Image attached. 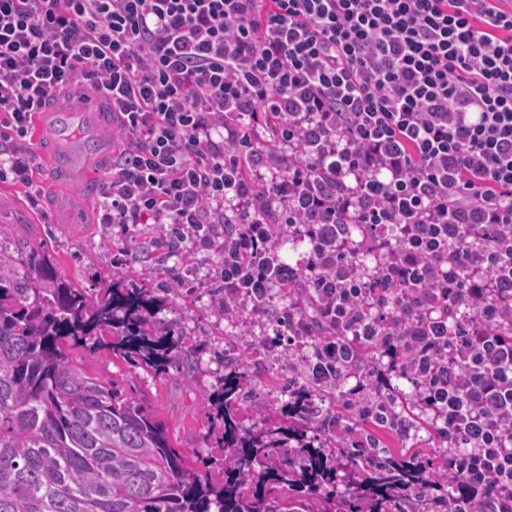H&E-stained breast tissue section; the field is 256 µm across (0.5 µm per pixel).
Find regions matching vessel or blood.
<instances>
[{
  "instance_id": "obj_1",
  "label": "vessel or blood",
  "mask_w": 512,
  "mask_h": 512,
  "mask_svg": "<svg viewBox=\"0 0 512 512\" xmlns=\"http://www.w3.org/2000/svg\"><path fill=\"white\" fill-rule=\"evenodd\" d=\"M109 117L108 107L97 97L53 98L37 112V151L53 182L64 187L77 179L86 193L98 194L102 173L97 162L104 150L100 132Z\"/></svg>"
}]
</instances>
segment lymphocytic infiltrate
<instances>
[{
	"label": "lymphocytic infiltrate",
	"instance_id": "f902f5d3",
	"mask_svg": "<svg viewBox=\"0 0 512 512\" xmlns=\"http://www.w3.org/2000/svg\"><path fill=\"white\" fill-rule=\"evenodd\" d=\"M112 100L101 223L172 224L224 257V313L317 337L319 386L419 383L451 446L456 512H512V11L497 0H0V179L31 183L36 110ZM274 132L273 144L262 139ZM352 224L386 251L358 274ZM485 247L448 243L462 234ZM296 235V263L279 250ZM308 300L278 308L301 283ZM475 311L448 332V304Z\"/></svg>",
	"mask_w": 512,
	"mask_h": 512
}]
</instances>
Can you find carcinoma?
Instances as JSON below:
<instances>
[{
	"label": "carcinoma",
	"mask_w": 512,
	"mask_h": 512,
	"mask_svg": "<svg viewBox=\"0 0 512 512\" xmlns=\"http://www.w3.org/2000/svg\"><path fill=\"white\" fill-rule=\"evenodd\" d=\"M384 255L373 244L359 264L373 271ZM23 264L21 279L0 251V512H454V493L415 444L422 430L435 445L440 435L395 385L376 402L338 395L336 407L319 408L321 393L292 378L281 418L246 430L249 378L235 371L201 395L222 454L196 472L148 406L84 375L69 355L106 352L192 377L174 322L157 317L160 299L123 280L76 288L40 248ZM500 305L511 344L512 300ZM471 318L463 297L448 306L450 332ZM317 426L333 439L304 441Z\"/></svg>",
	"instance_id": "1"
}]
</instances>
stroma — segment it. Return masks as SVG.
Returning a JSON list of instances; mask_svg holds the SVG:
<instances>
[{"mask_svg":"<svg viewBox=\"0 0 512 512\" xmlns=\"http://www.w3.org/2000/svg\"><path fill=\"white\" fill-rule=\"evenodd\" d=\"M103 206V199L84 197L78 184L53 188L40 171L29 186L2 180L0 248L17 257L32 248L44 249L62 276L92 292L124 278L145 284L162 299L161 317L177 320L183 346L196 362L193 380L173 368L158 376L107 354L88 357L78 352L74 361L85 375L133 391L166 423L175 449L200 467L215 450L209 438L210 409L198 395L221 382L225 344L261 346L262 330L247 319L219 315L224 290L217 248L170 252L159 244L167 226H146L130 236L100 223ZM187 268L193 269V278L180 295H170L171 274ZM272 383L269 374L253 376L244 410L246 428L260 426L286 404V397H274Z\"/></svg>","mask_w":512,"mask_h":512,"instance_id":"obj_1","label":"stroma"}]
</instances>
